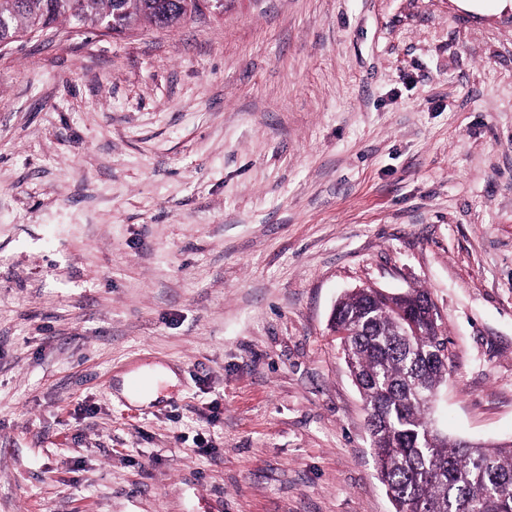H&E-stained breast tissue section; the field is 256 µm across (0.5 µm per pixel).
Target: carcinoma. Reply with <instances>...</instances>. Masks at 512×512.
I'll return each instance as SVG.
<instances>
[{"instance_id":"cac0c4a2","label":"carcinoma","mask_w":512,"mask_h":512,"mask_svg":"<svg viewBox=\"0 0 512 512\" xmlns=\"http://www.w3.org/2000/svg\"><path fill=\"white\" fill-rule=\"evenodd\" d=\"M199 0H0V46L60 23L73 28L145 20L168 28L186 20ZM430 291L393 298L376 288L342 296L336 330L364 401L382 487L395 512H512V445L471 448L436 426L425 395L448 381V341L428 321ZM419 332L404 335L408 322Z\"/></svg>"}]
</instances>
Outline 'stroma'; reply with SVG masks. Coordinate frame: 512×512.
<instances>
[{
	"instance_id": "1",
	"label": "stroma",
	"mask_w": 512,
	"mask_h": 512,
	"mask_svg": "<svg viewBox=\"0 0 512 512\" xmlns=\"http://www.w3.org/2000/svg\"><path fill=\"white\" fill-rule=\"evenodd\" d=\"M484 3L0 47V512H393L328 329L359 286L431 292L439 427L512 442V12Z\"/></svg>"
}]
</instances>
